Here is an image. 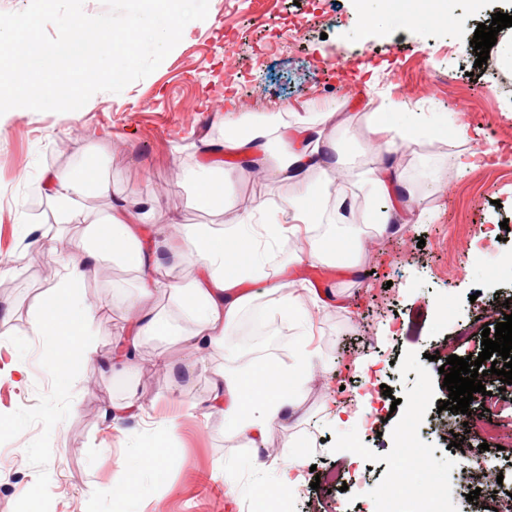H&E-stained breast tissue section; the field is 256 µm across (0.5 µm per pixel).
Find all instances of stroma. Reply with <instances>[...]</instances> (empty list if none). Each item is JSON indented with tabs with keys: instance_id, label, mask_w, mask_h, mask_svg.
<instances>
[{
	"instance_id": "obj_1",
	"label": "stroma",
	"mask_w": 512,
	"mask_h": 512,
	"mask_svg": "<svg viewBox=\"0 0 512 512\" xmlns=\"http://www.w3.org/2000/svg\"><path fill=\"white\" fill-rule=\"evenodd\" d=\"M378 29H368L357 0H209L205 20L186 25L180 43L158 68L120 93L99 92L74 112L27 111L5 120L0 133V512H375L376 495L390 491L394 512H422L418 491L439 484L438 512H465L466 492L449 474L479 442L464 437L460 455L445 438L448 397L439 369L449 355L478 357L481 334L463 329L493 311L502 322L512 300V165L482 161L459 170L462 152L512 153V28L498 33L483 66L471 46L478 24L491 23L512 0H446L428 23L414 20V0H373ZM232 54H225V45ZM240 112H325V149L339 160L328 185L347 208L319 236L341 241L360 234L357 267L343 257L311 258L306 231L299 246L274 245L270 281H247L250 310L264 313L272 332L251 343L237 336L198 352L193 326L171 288L205 278L196 262L172 267L151 290L153 312L168 319L170 336L140 340L137 367L114 359L129 300L143 286L118 260L100 263L83 282L95 309L94 354L77 362L66 386L47 365L30 319L57 278L56 256L40 251L39 234L80 243L84 227L54 224L41 185L51 172L88 157L102 159L108 196L85 200L91 212L125 198L132 211L156 204L141 225L144 247L182 225L233 226L260 199L281 202L289 182L246 157L189 151L192 143L224 140L225 98ZM387 117L442 115L435 136L393 141L384 156L366 148L369 115L381 102ZM389 163L398 176L392 195L413 210L410 223L385 232L372 222L384 201L367 195L347 171ZM233 169L220 210L193 200L192 181ZM296 298L302 322L283 306ZM308 341L313 368L299 420L276 425L264 439L224 429L215 409L218 371L243 373L287 367ZM24 376H17L16 367ZM391 395H384V388ZM135 402V416L106 423L112 405ZM346 406L352 421L331 418ZM423 427L421 461L398 448L395 432L409 416ZM166 431L169 452L159 474H140L123 504L109 490L135 466L139 445ZM300 462L304 483L278 500L261 496L289 461ZM319 489H312V482ZM234 496H226V487Z\"/></svg>"
}]
</instances>
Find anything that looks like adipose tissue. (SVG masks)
<instances>
[{
    "mask_svg": "<svg viewBox=\"0 0 512 512\" xmlns=\"http://www.w3.org/2000/svg\"><path fill=\"white\" fill-rule=\"evenodd\" d=\"M390 109V104L385 103L371 115L370 146L378 152L383 149L387 132H395L402 142L413 143L432 136L440 122L439 116L414 112L407 121L392 128L385 121ZM292 113L287 106L269 115L244 112L224 127L225 150L259 159L280 180L292 184V196L278 204L256 202L242 223L228 230L208 225L185 228L182 236L161 241L149 254L139 239L140 214L126 210L120 203L100 219H90L86 213V196L110 191L96 164L46 177L44 189L54 205L57 223L86 227L85 244L62 263L56 281L43 294L30 320L32 335L56 342L57 353L49 364L59 377H69L73 359L87 360L94 353V310L80 288L88 270L106 260L124 261L148 281L171 265L187 260L202 262L208 271L206 280L174 289L178 307L195 324L190 336L192 345L205 350L223 343L232 333L248 302L247 296L239 293V286L246 280L268 277L262 263L261 239L275 241L291 224L300 223L310 229L318 222L315 201L326 188L324 178L330 170V158L322 148L325 129L320 124L309 125L306 143L296 145L283 134ZM149 298L150 293L145 290L129 303L126 321L133 326V336L122 343V350L135 349L138 337L170 333L166 321L149 316ZM311 368V353L302 344L288 367L268 365L250 373L228 369L218 374L213 400L224 411L225 429L260 438L275 423L297 415Z\"/></svg>",
    "mask_w": 512,
    "mask_h": 512,
    "instance_id": "obj_1",
    "label": "adipose tissue"
}]
</instances>
